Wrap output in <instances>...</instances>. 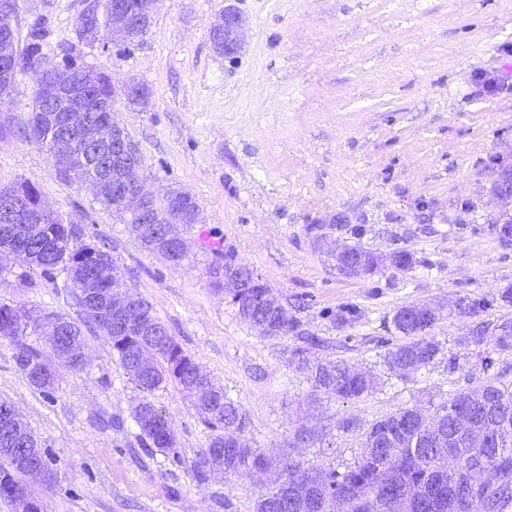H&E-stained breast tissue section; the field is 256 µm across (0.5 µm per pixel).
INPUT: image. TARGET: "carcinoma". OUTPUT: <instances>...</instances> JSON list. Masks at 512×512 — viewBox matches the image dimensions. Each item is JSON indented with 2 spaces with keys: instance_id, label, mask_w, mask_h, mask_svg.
Listing matches in <instances>:
<instances>
[{
  "instance_id": "obj_1",
  "label": "carcinoma",
  "mask_w": 512,
  "mask_h": 512,
  "mask_svg": "<svg viewBox=\"0 0 512 512\" xmlns=\"http://www.w3.org/2000/svg\"><path fill=\"white\" fill-rule=\"evenodd\" d=\"M87 29L108 31L112 15L102 12L84 18ZM49 35L47 20L34 22L26 35L18 30L0 34V53L15 62L12 70L0 71V84L13 86L17 76L46 59L54 63L55 72L40 82L28 118L9 133L22 142L46 148L44 139L51 138L50 127L36 128L37 107L49 99L57 82L80 85L83 62L75 48L62 45L53 56L44 53ZM93 99L99 104H113V88L101 74ZM66 180L89 186L102 205L112 206V192L95 184L90 170L75 162ZM198 203L185 191H174L157 210L170 224L190 229L195 224ZM160 224H133L141 247L171 262H180L192 250L194 240L185 236L168 239L161 235ZM337 274L342 268L356 264L360 276L370 277L382 271L381 259L356 245H347L340 253H331ZM236 257L228 252L224 262L208 267L211 285L232 295L238 313L248 307L250 291L224 287V263ZM28 276L32 269L45 281L56 283L60 272L73 271L65 287L71 288L81 308L80 319L74 321L61 313L44 312L35 318L46 337L56 329L73 338L75 360L72 368L85 364L86 335L104 336L112 357L141 388L151 393L168 383L176 384L191 398L195 409L211 427L213 434L207 446L196 450L193 470L199 482L211 473L222 471L227 477H240L266 471L273 461L253 448L242 435L245 418L240 406L229 398L224 387L214 383L171 335L168 327L153 317L155 335L118 333L112 328V305L107 294L119 267L108 245L93 240L85 224H5L0 222V275L11 274L14 267ZM492 305L485 297L460 299L459 313L474 314ZM405 319L407 307L398 308L391 324L400 341L385 342L383 363L401 379H407L432 364L441 353V343L433 333L438 318L431 315ZM360 318V311L345 305L334 314L333 322L344 325ZM16 309L0 302V337L15 343L17 365L31 384L50 394L55 374L42 359V354L23 341L26 331L15 327ZM278 336L295 333L298 321L282 309L278 314ZM303 344L289 350L290 362L308 372L312 391L328 398L357 400L371 393L377 385L372 371H357L346 361L323 364L311 359L320 339L310 333ZM493 350L512 354V322L496 326L490 339ZM139 439L146 448L162 452L176 446V435L162 411L148 398H142L132 410ZM0 498L13 502L11 490L20 485L25 471L16 466L13 446L0 437ZM278 480L261 494L255 512H336V495L350 502V512H512V391L488 380L480 387L460 392L429 410L418 406L400 408L375 420L363 435L362 450L353 463L339 470L322 464L303 465L289 457L278 461Z\"/></svg>"
}]
</instances>
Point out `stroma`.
Listing matches in <instances>:
<instances>
[{"mask_svg":"<svg viewBox=\"0 0 512 512\" xmlns=\"http://www.w3.org/2000/svg\"><path fill=\"white\" fill-rule=\"evenodd\" d=\"M90 0H17L13 25L27 30L47 15L46 46L71 44L119 94L112 119L138 143V175L157 203L174 190L192 194L199 217L190 236L261 274L301 331L320 336L316 354L374 371L381 383L359 400H322L308 408L311 385L288 363L295 335L268 338L243 321L207 274L211 253L193 249L181 263L141 249L128 224L97 202L88 186L61 178L37 145L0 133V186L33 185L64 221L91 225L112 247L129 290L147 299L184 351L238 405L244 435L272 459L343 468L380 416L441 403L493 379L512 384V355L475 345L476 330L512 322V245L489 219L512 215L492 191L490 157L512 165V89L487 93L481 73L512 74V0H239L246 34L236 62L217 55L210 30L224 0H159L140 45L119 54L81 28ZM36 75H20L0 96V123L26 118ZM144 84L147 107L120 91ZM361 235H352V226ZM357 245L384 258L372 278L345 277L326 252ZM405 249L411 270L388 265ZM492 307L459 315L463 297ZM0 299L20 312L57 311L79 319L70 289L0 276ZM429 303L444 318L434 330L442 352L409 379L389 374L381 342L401 306ZM351 304L362 316L339 328L331 312ZM29 345L54 370L44 394L0 338V401L12 403L47 449L58 479L28 478L43 512H253L276 471L210 476L198 484L191 461L209 435L176 386L148 395L174 429L180 463L141 446L132 409L142 391L113 360L107 340L88 336L86 363L72 369L45 338ZM491 366H483V356ZM457 366H450V358ZM117 417L122 428L101 429ZM320 436L292 447L301 423ZM232 510H225V502Z\"/></svg>","mask_w":512,"mask_h":512,"instance_id":"1","label":"stroma"}]
</instances>
